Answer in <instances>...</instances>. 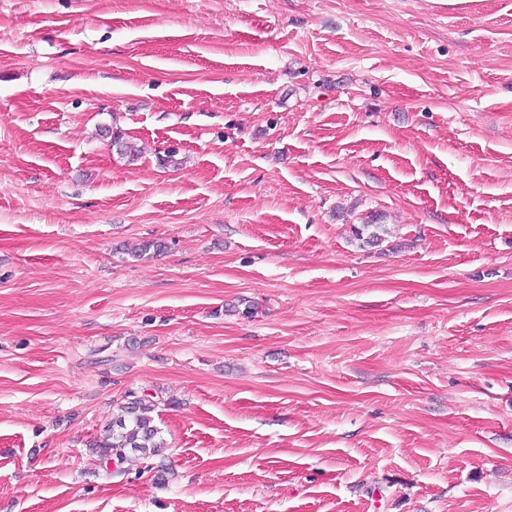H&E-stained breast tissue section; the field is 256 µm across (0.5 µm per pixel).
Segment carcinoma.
Here are the masks:
<instances>
[{"label": "carcinoma", "mask_w": 512, "mask_h": 512, "mask_svg": "<svg viewBox=\"0 0 512 512\" xmlns=\"http://www.w3.org/2000/svg\"><path fill=\"white\" fill-rule=\"evenodd\" d=\"M351 232L357 240L368 243L381 241L380 235L371 230L369 223L354 224ZM155 406L151 394H127V401L120 406V413L112 419V428L89 443L98 453L103 471H108L112 466L119 467L128 453L138 452L146 462L154 465L157 477L162 478L168 473L171 464L163 454L165 442L152 416Z\"/></svg>", "instance_id": "obj_1"}]
</instances>
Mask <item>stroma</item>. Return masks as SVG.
Listing matches in <instances>:
<instances>
[{"mask_svg": "<svg viewBox=\"0 0 512 512\" xmlns=\"http://www.w3.org/2000/svg\"><path fill=\"white\" fill-rule=\"evenodd\" d=\"M0 512H512V0H0ZM127 401L120 406V413L112 419V428L89 443L102 461L105 474L110 466L118 468L129 452H138L143 459L157 469L158 478H163L171 469L170 460L163 454L165 442L161 430L151 415L156 406L153 395L130 392Z\"/></svg>", "mask_w": 512, "mask_h": 512, "instance_id": "obj_1", "label": "stroma"}]
</instances>
